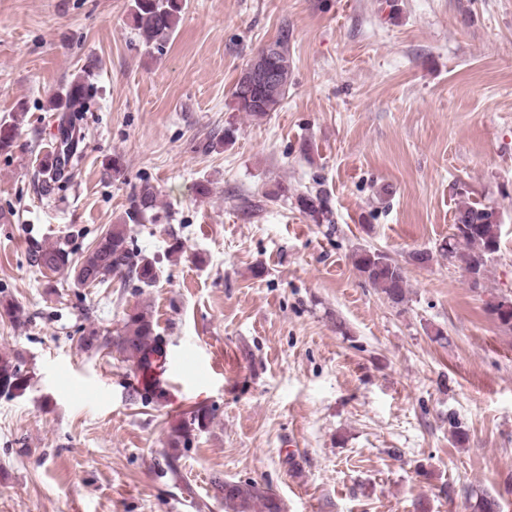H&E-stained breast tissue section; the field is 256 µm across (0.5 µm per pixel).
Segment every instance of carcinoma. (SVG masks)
<instances>
[{
	"mask_svg": "<svg viewBox=\"0 0 512 512\" xmlns=\"http://www.w3.org/2000/svg\"><path fill=\"white\" fill-rule=\"evenodd\" d=\"M186 6V0H132L130 17L145 44L159 47L173 35ZM275 43L277 51L267 55L262 49L256 56L261 64L275 71V77L253 86L247 72H242L231 92L233 111L261 119L282 106L292 74L288 29L281 30ZM92 98V87L74 81L48 102V110L58 113V124L54 143L40 162V189L45 196L64 191L73 177L72 169L82 157L85 140L81 121L90 110ZM266 197L273 201L291 197L294 207L313 223H333L328 197L320 192H298L290 196L288 187L279 185ZM157 198L156 188L148 182L142 183L129 196L125 217L112 225L81 259H74L72 252L61 244H37L28 252L29 265L40 271H64L78 286L87 285L89 280L106 283L114 277L124 283L136 282L141 288L153 286L158 276L156 262L134 249L128 224L140 222L154 210ZM453 229L448 241L440 246V256L450 263H460L466 270L479 268L487 272L488 262L500 251L501 238L500 224L494 219L491 207L470 200L459 201ZM352 261L365 280L380 289L392 303L405 301L406 271L396 260L382 252L360 248L352 254ZM488 309L501 325L512 328L511 299L492 301ZM20 313L13 298L6 294L0 296V319L14 323ZM162 343L152 310L138 304L125 312L122 326L114 335L102 337L92 332L79 338L81 349H108L121 361L144 371L152 367L153 357L160 352ZM30 384L22 357L17 353H1L0 396L22 395ZM212 419L211 410L200 407L190 419L171 428L166 463L169 472H176L180 451L190 443L187 434L194 429H205ZM213 485L215 497L224 500V512H285L284 502L267 483L217 479ZM471 508L473 512H500L498 499L487 494L476 498Z\"/></svg>",
	"mask_w": 512,
	"mask_h": 512,
	"instance_id": "carcinoma-1",
	"label": "carcinoma"
}]
</instances>
